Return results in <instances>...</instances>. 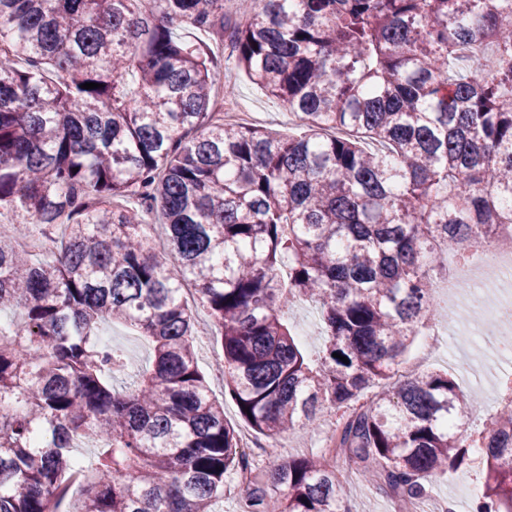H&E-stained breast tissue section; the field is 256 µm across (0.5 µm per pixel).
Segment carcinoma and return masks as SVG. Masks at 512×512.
<instances>
[{"mask_svg": "<svg viewBox=\"0 0 512 512\" xmlns=\"http://www.w3.org/2000/svg\"><path fill=\"white\" fill-rule=\"evenodd\" d=\"M0 0V512H349L345 460L415 503L483 448L473 512H512V399L478 437L447 373L390 382L437 312L442 252L512 241V0ZM203 29L307 129L227 123ZM98 83L83 89L85 83ZM160 211L167 246L144 214ZM41 251L19 248L34 226ZM191 284L225 393L275 441L253 467L197 363ZM319 307L321 367L284 318ZM147 336L132 383L102 320ZM338 353L348 363L333 357ZM249 411H244V408ZM330 413L324 417L322 426L309 433H300L291 436H284L278 442L277 452L284 458L288 456H305L309 455L313 449L320 446L323 438V432L329 423Z\"/></svg>", "mask_w": 512, "mask_h": 512, "instance_id": "carcinoma-1", "label": "carcinoma"}]
</instances>
